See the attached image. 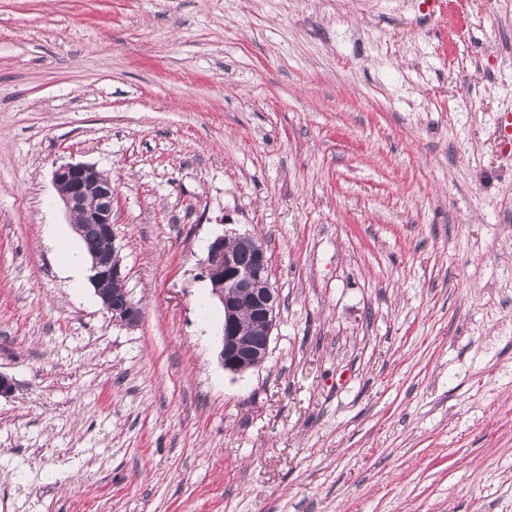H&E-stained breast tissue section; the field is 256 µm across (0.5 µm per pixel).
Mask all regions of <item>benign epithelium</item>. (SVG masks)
I'll return each mask as SVG.
<instances>
[{
    "instance_id": "7a95c632",
    "label": "benign epithelium",
    "mask_w": 512,
    "mask_h": 512,
    "mask_svg": "<svg viewBox=\"0 0 512 512\" xmlns=\"http://www.w3.org/2000/svg\"><path fill=\"white\" fill-rule=\"evenodd\" d=\"M52 179L72 223L109 243L108 249L91 254V282L103 297L110 284L122 283L127 277L113 228L116 188L112 180L85 163L60 165L53 171ZM234 242L253 254L252 264L240 265L236 251L225 246L224 237L219 236L210 244L205 271L224 309L221 362L224 370L242 374L261 367L270 354V342L261 347L250 342L242 324L243 312L251 313L256 326L269 337L277 326L281 297L271 282L264 241L252 234H240ZM104 308L117 325L134 327L142 318V310L133 300L116 309L106 302Z\"/></svg>"
}]
</instances>
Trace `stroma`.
<instances>
[{
	"mask_svg": "<svg viewBox=\"0 0 512 512\" xmlns=\"http://www.w3.org/2000/svg\"><path fill=\"white\" fill-rule=\"evenodd\" d=\"M512 0H0V512H512ZM94 165L142 308L45 227ZM262 238L270 356L203 263ZM45 234L53 247L60 269L71 279L73 286L80 285L91 275L85 253L59 231L55 224L47 225ZM240 249L253 254L240 255L225 246L224 236L210 244L205 260V271L223 305V341L220 359L224 370L242 374L261 367L270 354V339L280 315L281 297L271 282L269 258L264 241L252 234H240L232 239ZM249 265V266H247ZM244 310L251 313L256 326L264 331L266 342L254 346L242 324ZM246 314L243 321L252 324V315ZM254 328L252 338L257 343L265 339L263 331Z\"/></svg>",
	"mask_w": 512,
	"mask_h": 512,
	"instance_id": "obj_1",
	"label": "stroma"
}]
</instances>
